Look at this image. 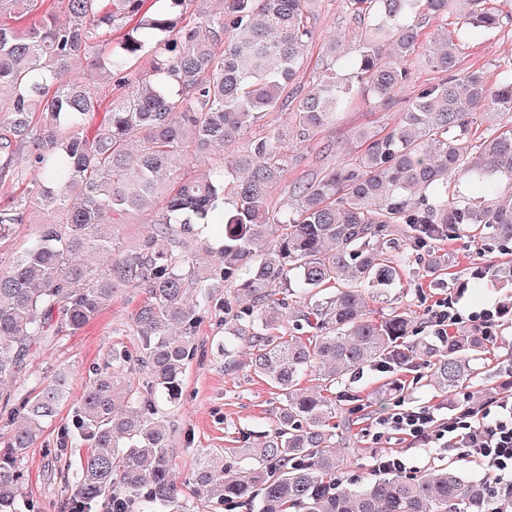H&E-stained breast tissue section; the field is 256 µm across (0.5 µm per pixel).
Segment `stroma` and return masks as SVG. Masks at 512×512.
<instances>
[{"label": "stroma", "instance_id": "stroma-1", "mask_svg": "<svg viewBox=\"0 0 512 512\" xmlns=\"http://www.w3.org/2000/svg\"><path fill=\"white\" fill-rule=\"evenodd\" d=\"M507 58H512V32L476 33L471 37L463 63L488 70L496 61ZM391 119V113L374 114L366 107L347 113L335 132L298 149V158L288 174L289 182L296 181L308 168L347 161L352 128L373 121L382 124ZM394 294L399 306L406 308L417 320L430 317L439 306H447L453 324L458 327L473 326L484 310H493L512 301V290L490 281L476 291L429 285L421 269L402 287L396 288ZM137 303V298L125 294L119 296L111 308L82 331L39 349L25 369L26 374L45 378L64 366L74 372L68 398L58 416L46 424L40 443L28 450L22 462L21 495L23 499L38 502L43 512H54V505L63 491L60 481L49 477L51 468L57 465L54 450L58 446L59 432L72 420L73 406L85 390L91 368L103 365L112 350L133 351L138 346V339L132 336L129 328ZM195 343L197 354L177 398L160 403L173 424L170 454L174 477L180 483L188 480L200 450L221 452L238 448L243 442H256L257 438L270 432L275 410L282 399L278 389L250 370L247 346H238L236 350L237 369L225 370L224 325L218 315H206ZM426 373V367H419L416 377L408 379L400 393L387 394L380 400L375 398L374 392L386 381V374L368 370L348 381L341 401L354 439L350 463L344 473L348 482L362 485L375 458L386 453L402 455L407 461L406 473L410 476L429 467L453 463L470 477H487L485 465L468 456L464 449L448 451L415 444L398 435L380 433L378 419L398 400L408 409H430L441 414L448 413L453 407H491L495 404L494 399L480 392L475 383L463 388L453 400H446L426 385Z\"/></svg>", "mask_w": 512, "mask_h": 512}]
</instances>
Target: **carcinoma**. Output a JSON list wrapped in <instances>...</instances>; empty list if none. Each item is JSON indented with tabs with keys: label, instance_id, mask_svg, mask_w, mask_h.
Here are the masks:
<instances>
[{
	"label": "carcinoma",
	"instance_id": "cac0c4a2",
	"mask_svg": "<svg viewBox=\"0 0 512 512\" xmlns=\"http://www.w3.org/2000/svg\"><path fill=\"white\" fill-rule=\"evenodd\" d=\"M338 2L359 28L355 53L328 37L301 88L313 0H0V15L7 5L13 15L0 21V185L11 188L0 241L32 210L50 215L0 259V418L14 424L0 449V512H41L20 503L22 461L66 395L68 372L22 380L27 361L128 290L144 294L130 324L139 352L96 368L73 428L61 430L62 451L86 452L60 475L56 508L189 512L156 396L178 391L223 288L249 301L243 311L222 304L224 368L247 344L253 373L283 400L272 434L231 450L244 462L233 474L219 452L196 460L194 497L249 512H489L488 481L455 468L346 482L336 418L343 383L365 368L392 374L398 391L427 358V382L450 400L481 382L491 337L473 326L412 340L391 290L417 260L446 283L452 266L438 251L461 236L504 257L456 286L512 288V59L493 77L462 64L468 34L512 24V0H463L451 28L455 0ZM415 57L444 77L400 107L395 90ZM364 106L394 111L393 121L353 130L354 162L274 198L289 150ZM277 109L287 125H264ZM487 111L504 123L481 128ZM145 212L124 241L120 229ZM200 247L218 265H200ZM290 294L303 304L289 305ZM287 326L299 335L281 334ZM131 364L147 372L146 388L124 377ZM310 372L317 392L300 387Z\"/></svg>",
	"mask_w": 512,
	"mask_h": 512
}]
</instances>
